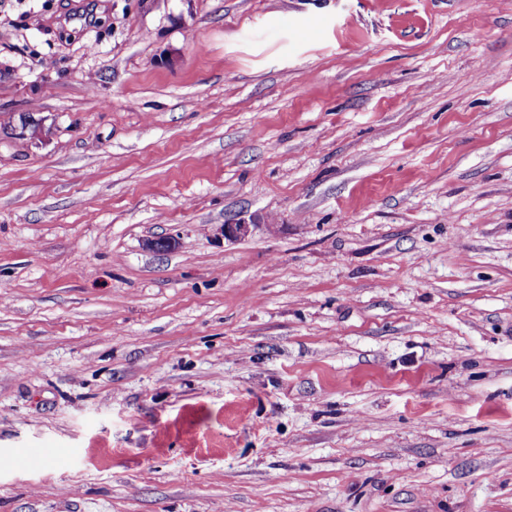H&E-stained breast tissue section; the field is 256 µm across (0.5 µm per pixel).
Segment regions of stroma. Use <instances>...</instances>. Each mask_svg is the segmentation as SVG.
<instances>
[{
    "label": "stroma",
    "mask_w": 512,
    "mask_h": 512,
    "mask_svg": "<svg viewBox=\"0 0 512 512\" xmlns=\"http://www.w3.org/2000/svg\"><path fill=\"white\" fill-rule=\"evenodd\" d=\"M11 454L0 512H512V0H0Z\"/></svg>",
    "instance_id": "stroma-1"
}]
</instances>
